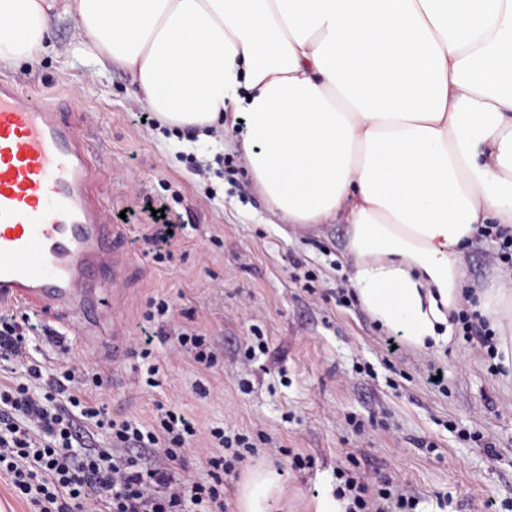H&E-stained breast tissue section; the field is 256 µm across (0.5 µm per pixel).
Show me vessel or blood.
Wrapping results in <instances>:
<instances>
[{
    "label": "vessel or blood",
    "instance_id": "obj_1",
    "mask_svg": "<svg viewBox=\"0 0 512 512\" xmlns=\"http://www.w3.org/2000/svg\"><path fill=\"white\" fill-rule=\"evenodd\" d=\"M100 198L89 146L60 105L1 80L0 304L84 315L100 275L126 277L127 228Z\"/></svg>",
    "mask_w": 512,
    "mask_h": 512
}]
</instances>
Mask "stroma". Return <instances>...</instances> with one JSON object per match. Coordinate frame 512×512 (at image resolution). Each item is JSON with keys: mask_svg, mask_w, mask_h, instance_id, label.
Here are the masks:
<instances>
[{"mask_svg": "<svg viewBox=\"0 0 512 512\" xmlns=\"http://www.w3.org/2000/svg\"><path fill=\"white\" fill-rule=\"evenodd\" d=\"M53 54L0 71L20 90L66 104L90 142L96 183L113 214L128 213V245L138 261L127 282L120 321L127 330L120 363H113L112 329L88 343L84 321L32 318L40 327L26 356L0 358V384L27 381L26 369L61 360L101 371L102 388L88 403L115 420L152 424L158 405L193 419L198 434L181 449L178 477L205 479L211 429L246 435L256 451L224 484L236 502V478L262 462L288 483L290 512L336 488V466H357L371 488L392 480L407 486L415 507L370 496L372 512H512V382L480 340L454 336L447 350L402 343L387 353L390 331L374 321L349 281L347 227L283 223L258 193L244 166L240 116L210 138L197 131L140 125L146 105L120 66L100 74L76 59L78 34L66 17L52 20ZM165 200L185 229L156 259L155 232L140 207ZM499 242L477 237L463 262L468 286L490 287L503 265ZM172 306L169 328L199 331L218 350L216 364L199 367L147 321L151 302ZM151 333L150 357L140 338ZM266 349L243 357L251 337ZM159 368L156 386L145 363ZM444 375L434 385L430 369ZM311 457L307 469L295 457Z\"/></svg>", "mask_w": 512, "mask_h": 512, "instance_id": "35a3bbf8", "label": "stroma"}]
</instances>
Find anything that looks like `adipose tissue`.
<instances>
[{"mask_svg": "<svg viewBox=\"0 0 512 512\" xmlns=\"http://www.w3.org/2000/svg\"><path fill=\"white\" fill-rule=\"evenodd\" d=\"M120 65L162 125L244 116L241 149L270 210L347 224L349 280L421 350L471 304L512 372V270L467 292L482 225L512 228V0H0V69L53 51ZM238 512H286L282 475L243 477Z\"/></svg>", "mask_w": 512, "mask_h": 512, "instance_id": "ef3b65f1", "label": "adipose tissue"}]
</instances>
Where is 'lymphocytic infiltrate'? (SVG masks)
I'll use <instances>...</instances> for the list:
<instances>
[{
    "label": "lymphocytic infiltrate",
    "mask_w": 512,
    "mask_h": 512,
    "mask_svg": "<svg viewBox=\"0 0 512 512\" xmlns=\"http://www.w3.org/2000/svg\"><path fill=\"white\" fill-rule=\"evenodd\" d=\"M27 375L43 396L30 395L28 384L0 386V475L29 512H187L190 504L225 512L224 481L249 448L244 437L212 429L211 478L188 484L174 474L179 450L196 432L184 415L162 408L150 425L112 420L80 396L102 386L100 373L35 365Z\"/></svg>",
    "instance_id": "f902f5d3"
}]
</instances>
